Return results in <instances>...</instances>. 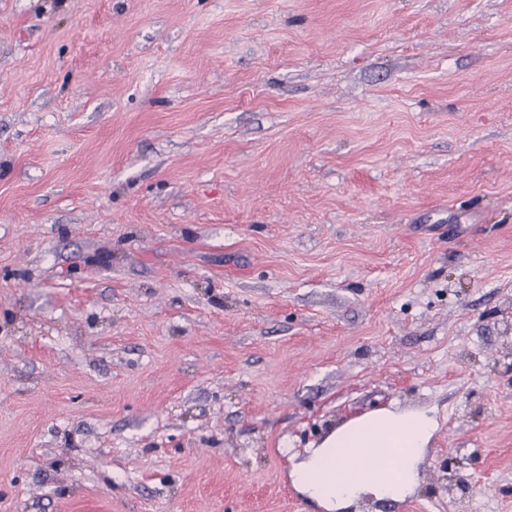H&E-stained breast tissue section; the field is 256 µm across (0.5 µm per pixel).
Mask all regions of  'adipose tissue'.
<instances>
[{
	"label": "adipose tissue",
	"instance_id": "ef3b65f1",
	"mask_svg": "<svg viewBox=\"0 0 512 512\" xmlns=\"http://www.w3.org/2000/svg\"><path fill=\"white\" fill-rule=\"evenodd\" d=\"M437 427L429 411L379 409L332 430L293 463V484L325 512H343L361 495L405 498Z\"/></svg>",
	"mask_w": 512,
	"mask_h": 512
}]
</instances>
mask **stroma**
Segmentation results:
<instances>
[{
  "instance_id": "stroma-1",
  "label": "stroma",
  "mask_w": 512,
  "mask_h": 512,
  "mask_svg": "<svg viewBox=\"0 0 512 512\" xmlns=\"http://www.w3.org/2000/svg\"><path fill=\"white\" fill-rule=\"evenodd\" d=\"M380 408L358 512H512V0H0V512H323ZM436 427L435 417L423 409L365 413L332 430L293 463L292 483L327 512L345 509L363 494L403 499L417 482L418 463ZM372 448L397 459V466L369 467Z\"/></svg>"
}]
</instances>
